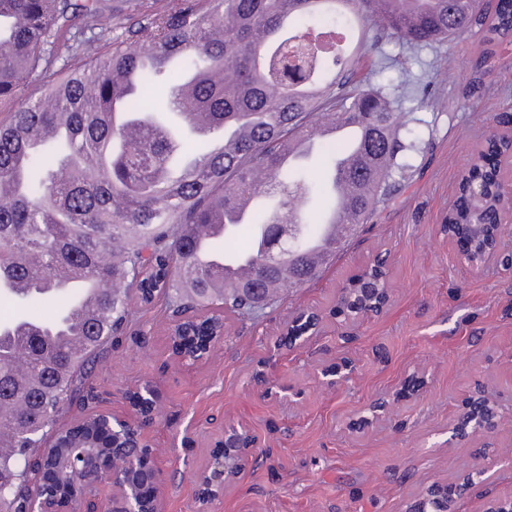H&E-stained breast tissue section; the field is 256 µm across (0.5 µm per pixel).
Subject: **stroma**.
I'll return each mask as SVG.
<instances>
[{"label":"stroma","instance_id":"1","mask_svg":"<svg viewBox=\"0 0 512 512\" xmlns=\"http://www.w3.org/2000/svg\"><path fill=\"white\" fill-rule=\"evenodd\" d=\"M489 48L492 67L475 71ZM376 61L373 84L414 119L411 178L318 278L282 289L257 314L226 316L224 342L204 361L173 355L165 299L132 306L129 329L57 418L68 425L104 410L131 416L129 393L152 386L160 413L147 437L163 472V512H195L194 476L229 420L250 426L257 444L213 512H404L429 485L475 469L488 478L456 512L512 496V433L456 440L448 433L482 389L512 415V271L494 263L470 269L442 229L476 146L507 130L512 37L489 46L474 29L420 49L385 42ZM380 257L391 288L384 313L352 324L333 316L341 288ZM306 310L324 314L318 334L274 352L282 330ZM343 358L356 367L352 379L326 388L319 366ZM417 370L428 381L419 398L394 405L365 432L348 429ZM260 371L274 395L255 382Z\"/></svg>","mask_w":512,"mask_h":512}]
</instances>
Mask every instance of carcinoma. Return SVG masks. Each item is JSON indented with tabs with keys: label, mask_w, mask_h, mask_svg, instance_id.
Wrapping results in <instances>:
<instances>
[{
	"label": "carcinoma",
	"mask_w": 512,
	"mask_h": 512,
	"mask_svg": "<svg viewBox=\"0 0 512 512\" xmlns=\"http://www.w3.org/2000/svg\"><path fill=\"white\" fill-rule=\"evenodd\" d=\"M130 0H0V303L15 314L0 323V512H18L13 477L25 452L42 447L63 403L85 383L96 359L121 334L130 298L164 293L178 319L220 305L254 312L279 290L319 276L304 248L322 224L305 219L320 198L336 203L281 155L324 117L357 124L367 139L360 169L373 175L351 198L356 225L368 223L413 165L396 101L372 85L384 39L420 46L478 28L492 43L512 31V0H407L411 13L378 11L381 0H170L117 35L112 20ZM89 20L87 26L83 21ZM68 58L59 59L61 47ZM167 75L165 111L186 96L206 113L202 132L157 117L150 104ZM220 138L175 172L188 137ZM112 146L108 165L102 147ZM273 206L214 240V252L252 256L253 277L226 284L224 268L199 257L205 227L231 222L245 195ZM492 207L457 199V224H486ZM269 224L293 234L258 276ZM100 287L94 307L72 316L73 297L42 290L61 274ZM32 303L49 304L42 315ZM105 436L91 420L63 438L78 457L83 440Z\"/></svg>",
	"instance_id": "carcinoma-1"
}]
</instances>
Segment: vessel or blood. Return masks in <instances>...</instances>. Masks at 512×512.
<instances>
[{
  "mask_svg": "<svg viewBox=\"0 0 512 512\" xmlns=\"http://www.w3.org/2000/svg\"><path fill=\"white\" fill-rule=\"evenodd\" d=\"M363 138L364 133L359 126L326 119L320 123L313 136L290 143L283 155L285 162L298 163L311 152L315 141L322 139L340 141L347 148L346 154L338 160L336 169L330 176V191L337 199L336 207L329 211L319 240L314 241L309 247V253L314 260H325L327 257L324 249L325 241L341 238L352 225L353 215L346 209L344 203L352 187L345 180L344 174L357 154Z\"/></svg>",
  "mask_w": 512,
  "mask_h": 512,
  "instance_id": "1",
  "label": "vessel or blood"
}]
</instances>
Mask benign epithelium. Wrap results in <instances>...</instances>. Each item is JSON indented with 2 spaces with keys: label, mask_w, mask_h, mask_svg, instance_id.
Masks as SVG:
<instances>
[{
  "label": "benign epithelium",
  "mask_w": 512,
  "mask_h": 512,
  "mask_svg": "<svg viewBox=\"0 0 512 512\" xmlns=\"http://www.w3.org/2000/svg\"><path fill=\"white\" fill-rule=\"evenodd\" d=\"M497 206L501 211H512V181L499 180ZM503 225H487L489 246L474 252L473 246L460 248L468 240L466 234L456 225H448V242L457 253L476 268H482L490 261H500L512 268V250L505 247L502 236ZM390 290L385 278L378 277V287L364 290L362 308L356 318L375 317L386 309ZM213 316L195 319L203 323L204 337L200 349L194 353L187 349L178 338H173L175 352L184 359L193 361L207 357L224 339V321L212 322ZM323 317L310 311L296 318L288 326L284 347H294L297 341H307L308 335L319 331ZM354 372L351 362L342 360L325 364L320 369L322 383L328 388L349 380ZM426 384L423 372L415 371L401 383L394 399L416 398ZM130 402L135 411V421L118 418L110 413H97L104 429L112 434V446L96 448L92 453L93 464H87L88 457L80 458L78 477L74 480L75 490L62 492L61 484L52 462L62 449L48 445L37 452L38 467L30 464L22 468L25 485L29 493V506L25 512H160L158 488L160 470L154 449L140 439L139 428L156 421L159 415L156 395L152 388L144 386L131 395ZM391 401L382 399L369 407L370 415H361L350 420L349 428L361 432L382 418L390 409ZM506 416L489 394L470 397L463 412L457 416L451 427L455 439L478 435L499 428ZM256 442L250 428L244 424L226 421L221 432L216 452L206 467L195 477L196 512H211L214 501L224 494V488L234 482L245 470ZM484 476L475 470L458 476L447 483L435 484L414 497L405 512H455L456 504L464 499Z\"/></svg>",
  "instance_id": "1"
}]
</instances>
